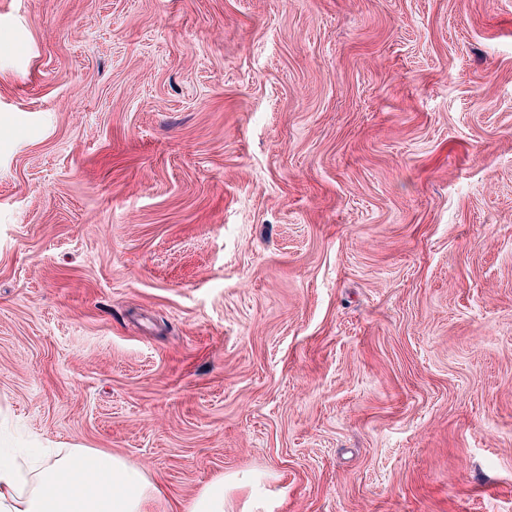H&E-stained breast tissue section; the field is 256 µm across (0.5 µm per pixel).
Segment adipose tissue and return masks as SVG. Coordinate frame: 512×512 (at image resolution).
<instances>
[{
    "instance_id": "adipose-tissue-1",
    "label": "adipose tissue",
    "mask_w": 512,
    "mask_h": 512,
    "mask_svg": "<svg viewBox=\"0 0 512 512\" xmlns=\"http://www.w3.org/2000/svg\"><path fill=\"white\" fill-rule=\"evenodd\" d=\"M35 487L22 492V468L0 454V512H157L161 491L141 469L123 457L71 448L54 463L34 471ZM234 476L204 486L181 512H234L229 497Z\"/></svg>"
}]
</instances>
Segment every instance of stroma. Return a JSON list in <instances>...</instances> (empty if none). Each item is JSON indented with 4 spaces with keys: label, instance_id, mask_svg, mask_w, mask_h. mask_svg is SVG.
I'll return each instance as SVG.
<instances>
[{
    "label": "stroma",
    "instance_id": "obj_1",
    "mask_svg": "<svg viewBox=\"0 0 512 512\" xmlns=\"http://www.w3.org/2000/svg\"><path fill=\"white\" fill-rule=\"evenodd\" d=\"M0 448L512 512V0H0Z\"/></svg>",
    "mask_w": 512,
    "mask_h": 512
}]
</instances>
